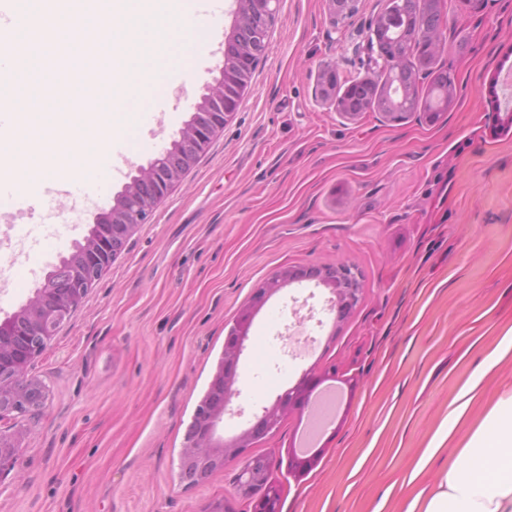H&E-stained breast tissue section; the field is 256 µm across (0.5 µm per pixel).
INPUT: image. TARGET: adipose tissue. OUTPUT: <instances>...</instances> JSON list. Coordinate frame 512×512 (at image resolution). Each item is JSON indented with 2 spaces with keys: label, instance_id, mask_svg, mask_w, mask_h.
Returning a JSON list of instances; mask_svg holds the SVG:
<instances>
[{
  "label": "adipose tissue",
  "instance_id": "1",
  "mask_svg": "<svg viewBox=\"0 0 512 512\" xmlns=\"http://www.w3.org/2000/svg\"><path fill=\"white\" fill-rule=\"evenodd\" d=\"M49 68L42 58H29L20 65L15 49H0V82L11 81L20 87L19 102L35 109L33 88L47 80ZM512 356V329L484 358L479 371L468 377L448 404V412L432 432L426 448L405 478V485L414 487L405 512H512V390L501 395L491 406L483 421L468 428L471 409L484 397L485 378L507 357ZM462 447L449 458L434 483L419 485L418 479L433 459L455 440Z\"/></svg>",
  "mask_w": 512,
  "mask_h": 512
}]
</instances>
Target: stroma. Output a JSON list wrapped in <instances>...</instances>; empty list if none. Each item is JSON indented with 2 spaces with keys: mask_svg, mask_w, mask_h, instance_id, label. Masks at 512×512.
I'll use <instances>...</instances> for the list:
<instances>
[{
  "mask_svg": "<svg viewBox=\"0 0 512 512\" xmlns=\"http://www.w3.org/2000/svg\"><path fill=\"white\" fill-rule=\"evenodd\" d=\"M380 0L334 21L325 0H279L269 46L242 103L182 181L140 225L32 374L43 408L0 422L18 433L20 479L0 482V512H205L235 500L236 464L189 486L185 434L224 340L256 288L287 268L347 260L361 300L336 322L329 291L292 283L256 315L240 358L232 437L310 368H335L341 393L322 453L305 474L286 459L308 414L286 416L255 452L281 465L280 512H402L400 486L458 387L512 329V128L490 86L512 71V0H444L435 66L454 81L447 112L348 120L315 96L318 76L378 74L365 31ZM190 59L192 87L158 118L133 165L168 148L219 75L233 25ZM83 76L58 69L31 123L49 125ZM77 199L0 211V239L50 246L49 272L93 224ZM304 323L314 349L294 359L281 333Z\"/></svg>",
  "mask_w": 512,
  "mask_h": 512,
  "instance_id": "1",
  "label": "stroma"
}]
</instances>
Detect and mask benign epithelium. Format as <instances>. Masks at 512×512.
Wrapping results in <instances>:
<instances>
[{
	"instance_id": "obj_1",
	"label": "benign epithelium",
	"mask_w": 512,
	"mask_h": 512,
	"mask_svg": "<svg viewBox=\"0 0 512 512\" xmlns=\"http://www.w3.org/2000/svg\"><path fill=\"white\" fill-rule=\"evenodd\" d=\"M278 2L235 0L233 17L237 23L242 25L255 16L260 19L255 43L244 44L234 34L225 41L219 78L193 105L190 119L179 131L178 138L147 166L136 168V175L113 197L112 203L97 214L96 232L75 243L74 251L62 258L73 272L72 284L61 288L49 275L24 305L0 320V422L44 405V388L30 376L33 362L123 252L130 236L148 221L161 200L182 181L212 141L223 133L225 124L237 111L248 90L256 63L267 50L268 30ZM326 2L330 14L337 20L343 21L354 13L355 0ZM393 15L394 2L386 0L384 8L368 26L367 40H379L380 30ZM414 26L404 51L380 52L384 60L381 82L374 78L350 80L351 88L371 87L372 102L359 109L352 108L347 92L334 86L337 75L332 71L320 74L316 98L347 119L375 108L395 122L418 111L423 103L421 80L434 76L441 22L428 29L418 18ZM300 279H315L330 290V311L336 313L338 322L346 319L359 304L360 272L346 261L327 267L286 269L256 289L225 337L224 354L196 408L180 456V479L188 485L206 480L231 461L240 462L235 494L239 500L251 505L252 512H273V508L263 506L266 499L264 484L266 477L280 465V460L273 454H254L253 444L272 434L286 415L302 410L310 392L323 380L336 375L334 367L321 374L305 371L294 386L278 395L271 405L263 407L249 427L230 439L217 436L218 425L224 421V416L233 413L230 404L236 394L240 357L256 314L283 286ZM20 453L18 436L1 430L0 482L19 474Z\"/></svg>"
}]
</instances>
